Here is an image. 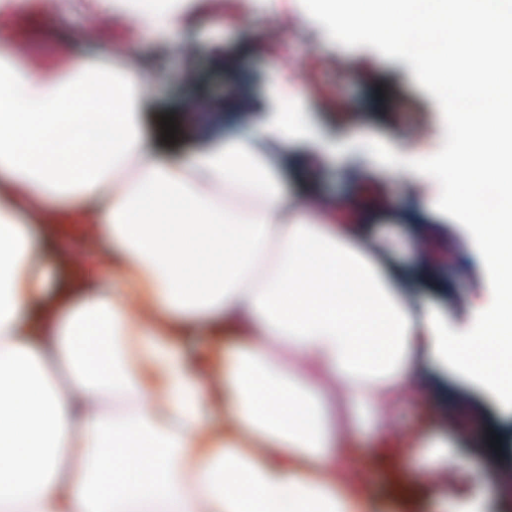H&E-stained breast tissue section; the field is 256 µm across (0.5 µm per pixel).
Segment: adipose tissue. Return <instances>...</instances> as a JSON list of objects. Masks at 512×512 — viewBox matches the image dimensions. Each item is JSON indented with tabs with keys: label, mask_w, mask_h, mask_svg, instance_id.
I'll return each mask as SVG.
<instances>
[{
	"label": "adipose tissue",
	"mask_w": 512,
	"mask_h": 512,
	"mask_svg": "<svg viewBox=\"0 0 512 512\" xmlns=\"http://www.w3.org/2000/svg\"><path fill=\"white\" fill-rule=\"evenodd\" d=\"M93 23L156 32L174 5L85 0ZM345 49L371 29L450 98L449 158L397 149L396 171L440 191L478 231L498 288L477 334L404 301L356 227L370 193L335 204L289 193L299 113L181 157L144 132L152 78L108 72L115 52L37 57L0 0V512H375L347 463L356 409L383 411L430 363L492 386L512 374V6L505 0H316ZM76 233L82 259L33 263ZM107 277H100V265ZM214 342L194 355L183 337ZM241 346L224 355V339ZM432 435L397 440L429 475Z\"/></svg>",
	"instance_id": "obj_1"
}]
</instances>
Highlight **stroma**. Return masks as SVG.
<instances>
[{"label": "stroma", "instance_id": "1", "mask_svg": "<svg viewBox=\"0 0 512 512\" xmlns=\"http://www.w3.org/2000/svg\"><path fill=\"white\" fill-rule=\"evenodd\" d=\"M118 36L133 44V66L153 78L144 114L146 134L157 136L161 115L178 118L182 131L167 144L174 153L186 154L242 134L244 110L256 100L279 111L282 102L269 88V69L275 62L289 85L303 91L298 108L308 135L294 153L280 158L284 174L297 180L312 151L310 137L343 147L336 161L313 173L318 197L347 198L365 170L376 167V153L393 144H422L440 154L449 144L446 94L423 83L414 69L403 68V52L375 34H355L345 51H338L311 0H219L215 5L210 0H185L181 22L169 35L127 26ZM63 43L90 57L96 52L80 0L46 23L32 47L47 55ZM350 67L357 79H346ZM199 77L206 78L207 92L225 93L241 105L240 111L230 113L222 131L212 129L213 118L207 112H180L182 101L197 95ZM377 169L386 206L375 223L363 225V233L398 270L410 269L419 242L436 236L446 258L432 264L431 286L409 281L402 293L452 313L460 328H471L477 302L490 301L496 288L493 272L474 257L473 224L453 211L430 213L423 224L408 223L417 196L434 190V183L410 184L387 169ZM429 375L447 401L435 403L430 389L420 388L411 399L393 405L391 424L407 434L431 431L441 441L435 454L443 465L434 483L447 494L450 512H512V497L499 494L502 462L512 460V398L453 365L433 364ZM494 434L501 449L492 453L485 441Z\"/></svg>", "mask_w": 512, "mask_h": 512}]
</instances>
